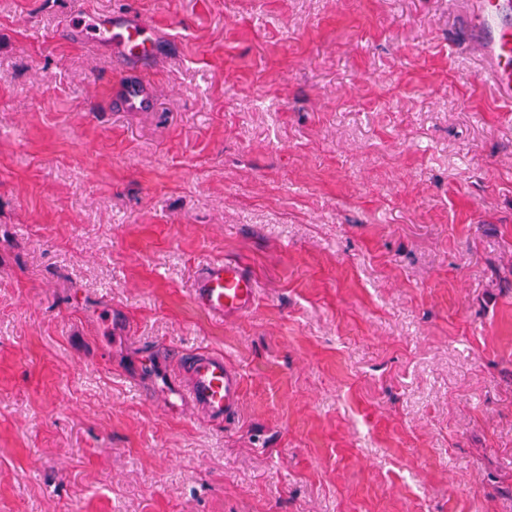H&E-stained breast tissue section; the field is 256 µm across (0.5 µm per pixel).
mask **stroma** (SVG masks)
I'll use <instances>...</instances> for the list:
<instances>
[{
  "mask_svg": "<svg viewBox=\"0 0 512 512\" xmlns=\"http://www.w3.org/2000/svg\"><path fill=\"white\" fill-rule=\"evenodd\" d=\"M0 0V512H512V104L462 0ZM252 311L192 299L216 260ZM243 378L171 412L151 354ZM60 34L108 50L124 63L126 77L113 88L110 86V100L117 102L118 110L131 113L154 111L156 90L138 73L145 62L163 56L168 49V43L161 39L153 25L125 13L80 11L64 24ZM195 303L212 316L241 317L256 304L257 281L239 263L218 260L209 263L191 288ZM175 360L181 368L172 367ZM154 361L167 382L172 409L224 424L238 417L242 375L222 354L197 351L183 358L172 351Z\"/></svg>",
  "mask_w": 512,
  "mask_h": 512,
  "instance_id": "stroma-1",
  "label": "stroma"
}]
</instances>
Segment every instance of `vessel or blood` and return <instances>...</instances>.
<instances>
[{"instance_id": "vessel-or-blood-1", "label": "vessel or blood", "mask_w": 512, "mask_h": 512, "mask_svg": "<svg viewBox=\"0 0 512 512\" xmlns=\"http://www.w3.org/2000/svg\"><path fill=\"white\" fill-rule=\"evenodd\" d=\"M465 38L484 63L483 80L496 98L512 103V0H467ZM77 42L91 43L120 59L126 77L110 90L123 112L154 111L155 88L141 78L145 62L165 54L168 45L144 20L124 14L77 12L60 30ZM259 294L256 280L239 263H209L196 278L195 303L210 315L228 318L247 315ZM155 365L167 382L172 409L190 412L213 422L234 421L242 395V375L222 354L197 351L186 357L170 353Z\"/></svg>"}]
</instances>
